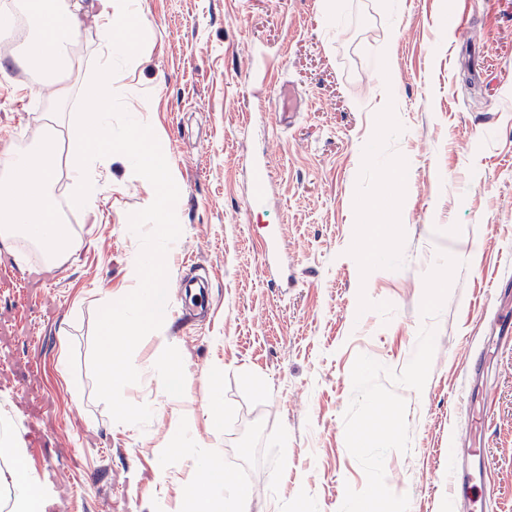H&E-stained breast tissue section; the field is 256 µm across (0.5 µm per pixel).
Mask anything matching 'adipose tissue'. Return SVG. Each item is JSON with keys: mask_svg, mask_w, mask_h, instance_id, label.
<instances>
[{"mask_svg": "<svg viewBox=\"0 0 512 512\" xmlns=\"http://www.w3.org/2000/svg\"><path fill=\"white\" fill-rule=\"evenodd\" d=\"M22 9L31 40L33 54L24 58V65L39 69L56 83L58 101H66L70 88L65 82L77 59L70 52L80 32L87 11H94L101 22V65L92 91L86 92L87 107L74 114L68 128V148L78 153L80 165L72 206L94 209L103 186L95 175L98 167L121 161L137 174L156 185L171 183L172 177L163 166L143 150L137 126H130L121 146H114L109 116L122 98L120 87L112 76L113 58H121L125 70H136L140 60L131 51L130 38L143 27L145 20L133 0H93L84 6L82 0H23ZM60 133L49 128L38 149L30 155L13 154L0 165L8 189L51 198L55 173L60 164L58 147ZM35 232V244L48 263L68 258L76 240L68 225L62 224L55 208L43 207L0 210V245L10 246L16 237ZM24 450L15 443L6 420H0V457L13 461L11 469L1 472L0 483L9 488L10 512H40L42 491L21 467ZM199 464L211 476L210 484L201 491L189 492L190 512H248L250 497L235 478L225 472L213 454L200 453Z\"/></svg>", "mask_w": 512, "mask_h": 512, "instance_id": "1", "label": "adipose tissue"}]
</instances>
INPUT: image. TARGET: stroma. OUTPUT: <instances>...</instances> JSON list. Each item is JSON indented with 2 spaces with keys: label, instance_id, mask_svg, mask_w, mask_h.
Segmentation results:
<instances>
[{
  "label": "stroma",
  "instance_id": "obj_1",
  "mask_svg": "<svg viewBox=\"0 0 512 512\" xmlns=\"http://www.w3.org/2000/svg\"><path fill=\"white\" fill-rule=\"evenodd\" d=\"M141 59L119 74L126 110L150 125L180 197L170 280L206 277L205 311L167 305L137 346L123 390L146 427L115 422L90 368L104 292L138 285L130 213L152 185L114 162L96 210L55 201L78 245L51 267L0 250V411L25 465L61 512H182L206 488L215 452L250 492V512H348L372 486L389 512H449L448 452L468 401L467 357L497 313L512 315V0H140ZM87 15L71 95L0 73V150L40 139L80 110L99 66ZM293 92L300 110L282 122ZM270 175L248 209L255 164ZM281 226L292 279L261 268ZM38 270V278L27 273ZM502 286L493 298L490 288ZM181 362L182 402L156 364ZM484 427L493 462L488 512H512V344L492 363ZM221 386L209 411L207 375ZM389 434L355 438L377 410ZM195 448L160 461L183 412ZM44 430L28 445L29 426ZM169 480L158 484L159 466Z\"/></svg>",
  "mask_w": 512,
  "mask_h": 512
}]
</instances>
